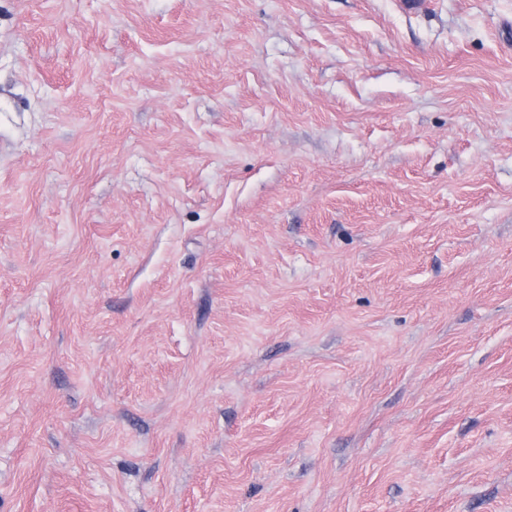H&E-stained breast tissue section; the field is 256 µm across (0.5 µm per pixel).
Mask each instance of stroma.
<instances>
[{
    "mask_svg": "<svg viewBox=\"0 0 512 512\" xmlns=\"http://www.w3.org/2000/svg\"><path fill=\"white\" fill-rule=\"evenodd\" d=\"M0 512H512V0H0Z\"/></svg>",
    "mask_w": 512,
    "mask_h": 512,
    "instance_id": "1",
    "label": "stroma"
}]
</instances>
